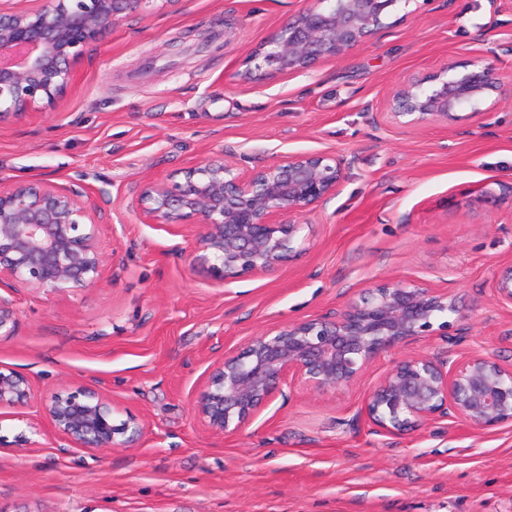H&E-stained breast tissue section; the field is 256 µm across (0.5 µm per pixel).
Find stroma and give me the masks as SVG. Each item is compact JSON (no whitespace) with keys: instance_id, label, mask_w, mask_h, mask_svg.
Wrapping results in <instances>:
<instances>
[{"instance_id":"stroma-1","label":"stroma","mask_w":512,"mask_h":512,"mask_svg":"<svg viewBox=\"0 0 512 512\" xmlns=\"http://www.w3.org/2000/svg\"><path fill=\"white\" fill-rule=\"evenodd\" d=\"M304 0H151L89 47L68 91L0 117V183L85 191L100 214L96 286L2 287L17 326L0 365L24 373L25 406L0 410V512H512V425L439 419L404 434L360 415L402 349L322 393L284 381L239 430L193 413L214 363L266 329L333 316L369 285L421 281L461 296L452 337L411 349L512 365V99L462 109L452 127L400 130L380 114L400 79L477 58L512 72V0H398L384 29L335 61L268 74L248 55ZM344 162L334 197L295 216L310 242L281 270L229 283L188 264L191 228L138 223L146 178L223 156L254 169L281 156ZM106 393L145 427L132 448L59 453L41 403L60 386ZM34 448L15 446L19 436Z\"/></svg>"}]
</instances>
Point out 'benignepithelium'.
Returning a JSON list of instances; mask_svg holds the SVG:
<instances>
[{
  "label": "benign epithelium",
  "mask_w": 512,
  "mask_h": 512,
  "mask_svg": "<svg viewBox=\"0 0 512 512\" xmlns=\"http://www.w3.org/2000/svg\"><path fill=\"white\" fill-rule=\"evenodd\" d=\"M150 0H20L0 10V108L23 116L52 103L72 83L87 48ZM397 0H312L293 21L248 56L255 68L288 75L336 60L385 27ZM456 76L452 63L415 73L390 90L381 120L397 127L442 125L458 111L495 93L512 94V75L484 59ZM342 162L322 153L288 154L253 170L222 156L184 171L171 186L142 182L134 215L140 224L178 230L196 225L195 249L182 258L211 263L221 282L282 269L296 251L302 225L282 214L311 212L336 195ZM98 210L86 192L48 181L19 180L0 189V287L76 291L95 286L103 256ZM496 293L512 306V263L500 269ZM466 318L456 295L421 282H384L365 288L339 314L293 322L254 337L210 372L194 414L224 432L248 426L292 377L316 392L351 386L383 351L439 330L448 317ZM16 313L0 297V336L15 331ZM34 398L29 379L0 366V409ZM42 411L68 448L98 451L136 446L144 426L134 415L114 422L112 400L98 390L60 387ZM360 414L377 431L401 434L446 417L489 429L512 423V366L481 353L451 363L408 353L369 394Z\"/></svg>",
  "instance_id": "1"
}]
</instances>
